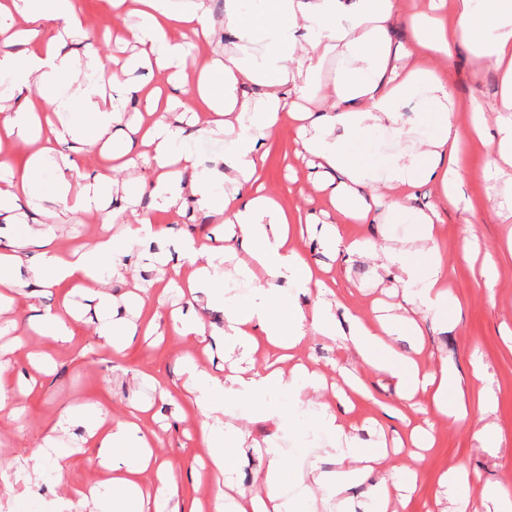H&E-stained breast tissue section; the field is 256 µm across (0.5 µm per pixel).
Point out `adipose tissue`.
I'll use <instances>...</instances> for the list:
<instances>
[{
  "mask_svg": "<svg viewBox=\"0 0 512 512\" xmlns=\"http://www.w3.org/2000/svg\"><path fill=\"white\" fill-rule=\"evenodd\" d=\"M108 2L113 12L136 20L123 35L136 51L118 72L90 47L91 27L76 0H0V146L29 150L26 168L0 190V214L23 197L50 198L64 214L98 213L105 224L91 247L72 251L59 248L45 225L13 238L0 249V303L14 302L21 288L17 271L25 265L34 287L65 284L95 300L98 334L113 353L139 334L156 332V323L118 317L103 292L106 277L126 279V258L135 247L168 233L166 225L147 218L127 227L123 237L108 231L120 214L111 208L112 198L134 195L113 173L143 158L154 166L151 192L160 210L180 215L192 201L225 224L220 242L189 239L177 245L191 268L180 284L190 310L175 317L174 327L201 353H210L204 320L194 308L223 309L229 366L221 377L192 359L185 368L190 389L184 403L196 418L206 449L202 469L212 480L207 499L181 498V464L155 455L157 434L144 421L148 404H133L120 418L97 406L86 437L94 453L84 463L106 478L69 487L76 452L61 425H53L47 440L56 483L65 493L51 502L52 512H158L163 505L168 512H316L319 502L333 512H403L416 490V472L388 473L387 448L363 453L358 425L327 404L310 424L327 445L316 450L309 470L282 469V450L272 446L261 492L232 489L248 441L229 419L235 407L245 406L278 430L297 429V411L323 388L322 373L304 363L287 371L258 367L252 355L263 345L284 361L316 335L340 341L404 401L427 395L434 416L473 425L475 439L488 441L492 427L479 419L488 401L467 399L447 365H422L388 338L417 331L428 314L444 318L453 311L438 245L439 212L408 204L423 183L451 201L468 174L458 159L460 132L448 81L429 59L448 57L457 42H467L478 57L493 62L504 96L512 98V0H427L409 18L410 36L403 41L393 37L402 0H224L220 29L210 21L211 0ZM17 42L26 43L24 53L10 52ZM83 42L86 52L75 53L73 44ZM330 59L338 66L321 80ZM138 70L163 73L165 85L151 89L132 81ZM187 91L203 116L198 135L224 142L208 167L172 111ZM131 103L151 120L123 132L118 125ZM76 106L92 122L95 139H75L65 115ZM408 107L413 117H405ZM286 116L296 122L301 149L319 174L314 188L332 208L362 224L412 225L410 246L343 236L338 224L319 223L311 212H285L265 193L262 148ZM70 139L73 155L64 167H76L77 156L93 151L101 164L77 184L61 176L44 180L56 163V144ZM372 182L386 190V202L363 194ZM316 223L322 246L334 255L378 260L382 273L402 284L395 314L372 321L349 310L337 319L334 292L314 278L297 247L299 236ZM238 247L247 260L233 261ZM242 280L253 283V299L236 293ZM326 457L333 470H321ZM365 481L370 497L354 503L350 491ZM291 484L296 494L288 493Z\"/></svg>",
  "mask_w": 512,
  "mask_h": 512,
  "instance_id": "ef3b65f1",
  "label": "adipose tissue"
}]
</instances>
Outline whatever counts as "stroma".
I'll return each instance as SVG.
<instances>
[{
    "label": "stroma",
    "mask_w": 512,
    "mask_h": 512,
    "mask_svg": "<svg viewBox=\"0 0 512 512\" xmlns=\"http://www.w3.org/2000/svg\"><path fill=\"white\" fill-rule=\"evenodd\" d=\"M77 2L93 24L94 46L102 60L108 63L126 56L127 48L115 45L108 32L126 27L128 18L113 16L107 0ZM433 65L448 76V86L458 107L457 123L467 146L464 163L470 175L462 187L463 197L458 206L442 207L435 188L429 184L415 189L411 204L419 210H441V247L448 266V289L457 310L454 318L446 322L427 315L419 322L420 335L403 333L393 336L391 342L403 353L416 356L422 364L447 363L460 378L464 391L484 390L493 401L489 419L494 425V438L491 446L485 447L475 440L470 426L435 419V441L418 465L416 491L406 512H427L440 489L443 473L454 461L468 465L477 486L497 485L512 495V342L504 338L506 331H512V198L504 199L502 187L484 178L490 146L487 138L474 133L467 113L471 103L477 102L483 106L487 120H494L502 108L500 84L494 68L486 60L476 58L471 47L462 42L456 45L451 57L434 60ZM298 150L296 130L291 122H284L264 147L266 188L285 209H328V201L314 189L313 173ZM16 211L24 215V224L49 225L64 249L90 245L101 228L99 215L69 218L52 202L22 199ZM143 217L170 226L169 241L158 244L162 250L168 249L173 241L211 238L221 231L216 217L204 216L195 206H188L177 217L154 211L149 197L141 199L135 213L126 214L124 223L134 224ZM124 223L113 224V233H120ZM24 224L5 226L0 235L12 238L22 232ZM299 249L337 299L362 317L373 318L377 302L399 301L400 284L392 278L379 277L376 260L365 257L347 261L335 257L324 252L314 238L302 240ZM487 263L496 269V285L491 290L479 278L482 265ZM131 269L144 290L140 312L146 318L160 314V334L138 337L123 355H113L97 335L92 305H83L82 319L70 325V342L61 344L47 337L41 340L54 360L52 372L40 376L32 391L18 394L15 415L0 413V458L25 457L42 447L48 428L66 411L77 414V422L70 426L67 435L68 440L76 443L93 421L87 405H102L112 417L118 418L130 405L148 401L152 407L145 421L158 435V455L181 460L180 485L185 499L205 498L210 494V482L191 468L196 458L206 454L195 437V419L158 402L151 385L143 379L144 374H153L169 388L183 390V359L192 355L193 349L174 334L169 315L171 310L184 307L185 302L177 292L162 293L153 271L143 265L140 257H133ZM62 295L59 288H25L12 306L0 313V323L10 319L17 322L14 331L0 334V362L5 365L1 374L9 382H18L31 372L24 350L17 346L18 340L31 337L27 330L31 316L56 308ZM303 356L315 363L330 384L336 380L337 365L352 360L349 352L321 336L308 337ZM476 357L484 364L479 379L473 377L471 370V361ZM358 374L369 394L355 399L348 420L359 423L376 419L389 439L405 433L407 424H424L426 416L422 413L410 414L405 422L394 415L399 399L391 383L363 367ZM232 423L249 434L257 446L243 465L246 484L251 489H260L259 478L269 466L270 457L264 449L267 441L277 440L283 451L284 469H307L309 458L305 450L315 445L314 437L276 435L271 422L246 408L236 410ZM60 494L51 462H44L42 478L30 489L17 483L12 475L0 474V512H45Z\"/></svg>",
    "instance_id": "1"
}]
</instances>
